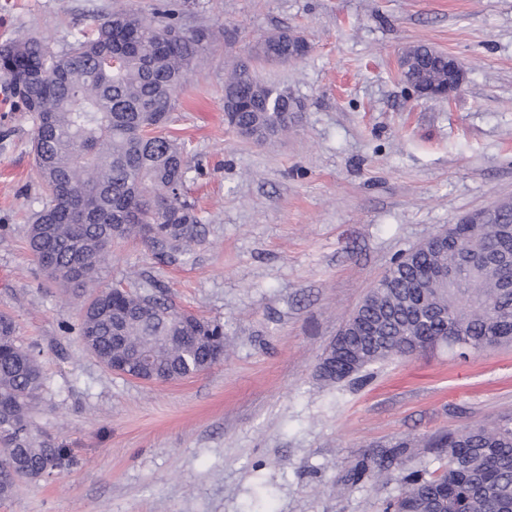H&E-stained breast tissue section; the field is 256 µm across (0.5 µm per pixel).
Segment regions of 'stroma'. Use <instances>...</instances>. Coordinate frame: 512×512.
Listing matches in <instances>:
<instances>
[{
  "mask_svg": "<svg viewBox=\"0 0 512 512\" xmlns=\"http://www.w3.org/2000/svg\"><path fill=\"white\" fill-rule=\"evenodd\" d=\"M189 27L223 31L177 93L185 199L198 240L178 259L115 243L104 288L148 283L223 325V361L170 383L103 367L33 260L43 204L35 123L0 84V314L34 350L46 387L37 440L63 470L17 481L0 512H383L399 481L337 491L351 465L416 441L407 469L437 468L423 440L512 413V344L465 358L440 347L327 384L321 353L401 252L463 215L512 201V0H177ZM161 0H0V45L35 36L62 51L118 7ZM287 30L308 50L252 60L300 103L287 138L260 145L224 120V81ZM426 44L456 58L460 94L416 98L398 60Z\"/></svg>",
  "mask_w": 512,
  "mask_h": 512,
  "instance_id": "stroma-1",
  "label": "stroma"
}]
</instances>
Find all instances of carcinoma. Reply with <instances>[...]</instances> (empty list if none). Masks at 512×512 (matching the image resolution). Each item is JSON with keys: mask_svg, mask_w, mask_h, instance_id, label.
Masks as SVG:
<instances>
[{"mask_svg": "<svg viewBox=\"0 0 512 512\" xmlns=\"http://www.w3.org/2000/svg\"><path fill=\"white\" fill-rule=\"evenodd\" d=\"M157 23L118 10L55 52L30 38L0 46V74L10 94L35 122L33 152L45 202L27 231L28 248L40 264L49 256V277L92 293L75 330L107 369L145 354L165 381L198 374L224 358L220 326L187 318L151 294L94 289L95 275L112 243L140 239L160 254H187L198 235V218L181 200L189 170L184 145L168 130L176 94L195 73L215 37L189 29L166 13ZM299 38L286 31L261 40L255 51L266 62L289 61ZM406 71L426 87L448 80V59L428 45L403 57ZM227 122L256 143L277 139L300 105L288 91L253 76L242 64L224 85ZM456 246L433 235L394 260L355 310L358 332L338 336L322 353L321 379L337 382L394 357L440 345L465 358L512 343V264L486 265L490 248L512 252V234L491 224H451ZM468 265L445 289L440 273L455 265V249ZM45 386L41 364L0 316V497L16 479H35L47 464L62 467L67 450L49 448L29 431L30 413ZM431 447L447 463L399 473L404 492L384 512H512V416L492 426L440 434ZM410 443L399 440L380 460H363L346 482L390 479Z\"/></svg>", "mask_w": 512, "mask_h": 512, "instance_id": "cac0c4a2", "label": "carcinoma"}]
</instances>
